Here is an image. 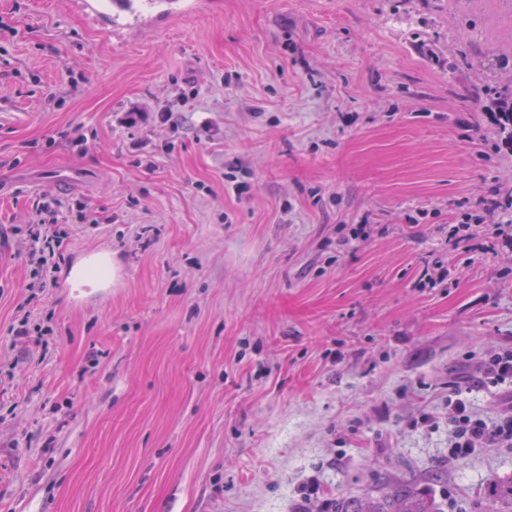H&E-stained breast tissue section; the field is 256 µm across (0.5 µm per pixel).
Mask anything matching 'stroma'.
Masks as SVG:
<instances>
[{"label": "stroma", "mask_w": 512, "mask_h": 512, "mask_svg": "<svg viewBox=\"0 0 512 512\" xmlns=\"http://www.w3.org/2000/svg\"><path fill=\"white\" fill-rule=\"evenodd\" d=\"M507 39L448 0H0V512H292L314 477L475 512L512 447L449 464L448 387L497 413L512 258L448 231L512 194ZM497 68L504 87L503 90L498 93L496 100L507 101L508 103V112H503L502 114L505 115L508 121L507 132L512 145V41L509 46L508 54L498 58ZM483 378L491 384H501L506 380L512 381V350L490 352L477 365Z\"/></svg>", "instance_id": "35a3bbf8"}]
</instances>
